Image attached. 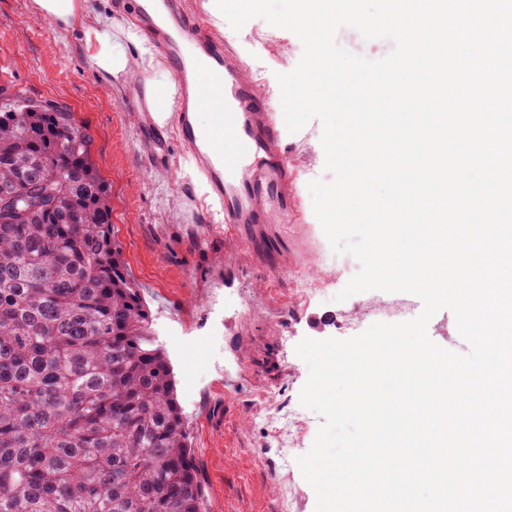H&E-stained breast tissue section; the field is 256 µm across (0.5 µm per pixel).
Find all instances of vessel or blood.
Returning a JSON list of instances; mask_svg holds the SVG:
<instances>
[{"instance_id": "vessel-or-blood-1", "label": "vessel or blood", "mask_w": 512, "mask_h": 512, "mask_svg": "<svg viewBox=\"0 0 512 512\" xmlns=\"http://www.w3.org/2000/svg\"><path fill=\"white\" fill-rule=\"evenodd\" d=\"M162 4L164 23L148 14L143 29L165 48L179 89L183 142L201 161L223 206L225 235L237 238L243 225L267 223L272 212L291 203L279 122L259 88L228 61L207 21L180 11L175 0ZM194 105L212 109L211 128L201 131L192 124Z\"/></svg>"}]
</instances>
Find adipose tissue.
I'll list each match as a JSON object with an SVG mask.
<instances>
[{
    "mask_svg": "<svg viewBox=\"0 0 512 512\" xmlns=\"http://www.w3.org/2000/svg\"><path fill=\"white\" fill-rule=\"evenodd\" d=\"M39 17L50 20L61 29L83 23L86 42L98 69L116 76L137 69L145 75L151 110L158 121H166L174 111L177 85L168 70L156 59L154 44L143 37L134 22H126L120 35H113L111 16L84 18L79 0H33Z\"/></svg>",
    "mask_w": 512,
    "mask_h": 512,
    "instance_id": "adipose-tissue-1",
    "label": "adipose tissue"
}]
</instances>
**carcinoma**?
Returning <instances> with one entry per match:
<instances>
[{"instance_id":"carcinoma-1","label":"carcinoma","mask_w":512,"mask_h":512,"mask_svg":"<svg viewBox=\"0 0 512 512\" xmlns=\"http://www.w3.org/2000/svg\"><path fill=\"white\" fill-rule=\"evenodd\" d=\"M92 143L0 91V512H207Z\"/></svg>"}]
</instances>
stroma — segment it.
Listing matches in <instances>:
<instances>
[{
    "instance_id": "stroma-1",
    "label": "stroma",
    "mask_w": 512,
    "mask_h": 512,
    "mask_svg": "<svg viewBox=\"0 0 512 512\" xmlns=\"http://www.w3.org/2000/svg\"><path fill=\"white\" fill-rule=\"evenodd\" d=\"M222 36L263 95L279 101L277 74L297 65L303 45L290 31L253 19ZM0 84L20 95L71 108L92 136V159L111 188L112 224L129 270L165 349L186 413L195 463L208 512H315L316 496L301 471H293L295 496L284 505L282 459L259 410L275 392L298 408L301 421L290 445L306 454L323 422L303 407L299 393L308 367L295 348L303 338L347 339L378 322L371 306L415 304L407 293L369 291L343 302L336 294L358 272L334 252L316 219L308 184L327 180L323 126L311 120L284 133L288 182L300 209L287 223L258 224L246 237L224 234V219L176 123L163 130L164 163L138 130L134 110L139 74L105 79L80 29L59 30L35 15L32 0H0ZM278 243L283 260L270 266L253 252V236Z\"/></svg>"
}]
</instances>
